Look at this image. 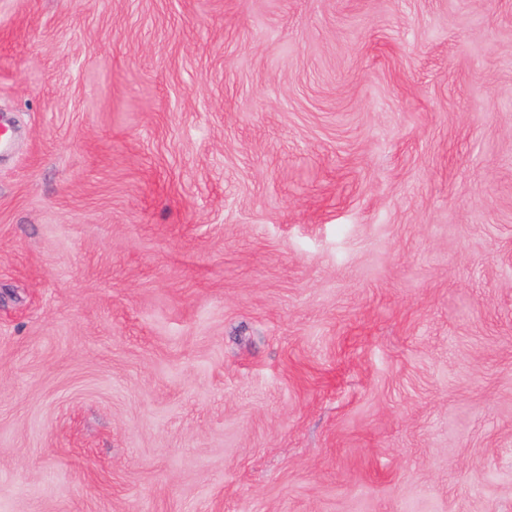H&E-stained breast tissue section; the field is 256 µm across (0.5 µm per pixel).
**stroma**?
Masks as SVG:
<instances>
[{"mask_svg":"<svg viewBox=\"0 0 512 512\" xmlns=\"http://www.w3.org/2000/svg\"><path fill=\"white\" fill-rule=\"evenodd\" d=\"M0 512H512V0H0Z\"/></svg>","mask_w":512,"mask_h":512,"instance_id":"obj_1","label":"stroma"}]
</instances>
